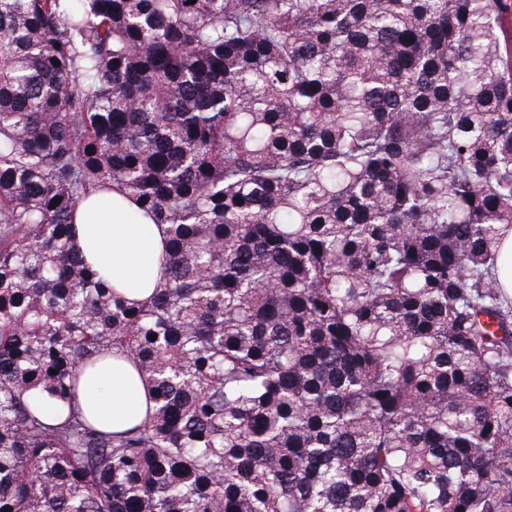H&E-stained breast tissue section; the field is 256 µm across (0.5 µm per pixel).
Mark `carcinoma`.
I'll list each match as a JSON object with an SVG mask.
<instances>
[{
	"mask_svg": "<svg viewBox=\"0 0 512 512\" xmlns=\"http://www.w3.org/2000/svg\"><path fill=\"white\" fill-rule=\"evenodd\" d=\"M113 190L143 301L74 242ZM505 225L512 0H0V512H512ZM135 204L118 192L93 195L75 215L76 245L85 260L134 301L151 296L164 276L161 263L166 227L134 216ZM498 280L506 293L512 294V227L506 233L501 245V263L498 269ZM147 388L131 366L114 361L87 373L80 387L86 413L99 425L124 430L140 423L147 411Z\"/></svg>",
	"mask_w": 512,
	"mask_h": 512,
	"instance_id": "carcinoma-1",
	"label": "carcinoma"
}]
</instances>
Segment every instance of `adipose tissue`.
<instances>
[{"label":"adipose tissue","instance_id":"1","mask_svg":"<svg viewBox=\"0 0 512 512\" xmlns=\"http://www.w3.org/2000/svg\"><path fill=\"white\" fill-rule=\"evenodd\" d=\"M134 209V203L117 192L108 199L89 197L75 215V241L85 260L128 299L142 301L164 276L161 254L166 228L147 216L135 215ZM147 397L146 386L123 361L87 373L80 387L86 413L112 430L140 423L146 415Z\"/></svg>","mask_w":512,"mask_h":512}]
</instances>
